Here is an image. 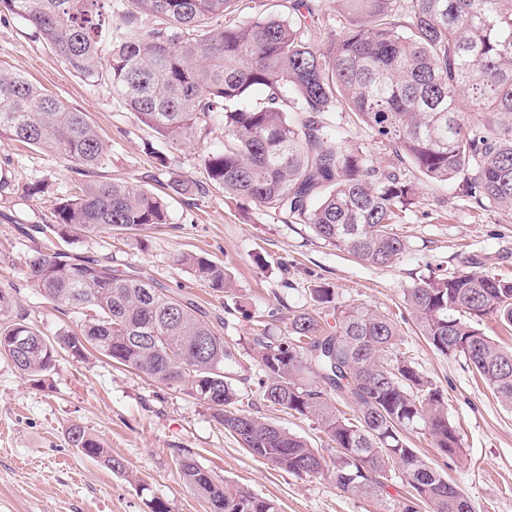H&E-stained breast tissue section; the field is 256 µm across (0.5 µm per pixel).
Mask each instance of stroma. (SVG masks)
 <instances>
[{
  "mask_svg": "<svg viewBox=\"0 0 512 512\" xmlns=\"http://www.w3.org/2000/svg\"><path fill=\"white\" fill-rule=\"evenodd\" d=\"M0 71L23 75L71 108L86 112L112 149L102 180L126 179L148 190L180 179L193 190L168 200L169 221L142 235L80 237L69 250L91 255L116 273L153 277L175 293H187L202 318L225 341L248 350L257 322L285 333L288 317L310 307L309 290L325 283L337 305H364L396 318L399 347L448 398V416L462 439L458 457L440 455L429 437L410 443L447 474L469 498L474 512H512V411L473 373L465 359L436 352L421 336L403 292L419 279L449 276L483 263L495 277L512 280V214L478 208L457 186L407 177L419 192L396 232L406 241L388 267L360 263L317 238L305 224L283 223L260 206L208 186L206 151L222 145L216 124L198 125L180 146L141 124L112 97L110 84L84 83L70 73L18 16L0 13ZM346 145L387 164L389 149L365 126L341 112L327 116ZM162 154L166 166L153 156ZM80 177L50 152L0 136V287L10 289L16 311L53 337L75 331L80 314L57 308L27 279L30 261L51 252L32 224L53 220L52 208L67 198ZM37 186L38 194L25 192ZM191 251L223 265L234 292L215 294L181 265ZM254 414L327 450L317 421L291 416L256 401ZM78 425L122 457L133 479L84 456L68 441ZM190 451L205 469L250 492L273 499L280 512H383L406 495L393 480L386 496L340 491L324 474L296 475L254 457L219 425L207 404L105 359L61 355L50 382L36 386L0 358V512H149L156 497L172 512H210L182 482L175 462Z\"/></svg>",
  "mask_w": 512,
  "mask_h": 512,
  "instance_id": "obj_1",
  "label": "stroma"
}]
</instances>
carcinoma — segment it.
I'll return each instance as SVG.
<instances>
[{
    "instance_id": "obj_1",
    "label": "carcinoma",
    "mask_w": 512,
    "mask_h": 512,
    "mask_svg": "<svg viewBox=\"0 0 512 512\" xmlns=\"http://www.w3.org/2000/svg\"><path fill=\"white\" fill-rule=\"evenodd\" d=\"M0 0L66 68L88 84L106 81L145 126L178 146L202 122L223 125L224 146L207 152V184L245 198L284 223L306 224L354 259L386 266L405 243L393 224L417 186L403 164L429 182L461 180L479 208L512 212V0H332L342 18L336 39L318 46L319 0H281L249 16L239 0ZM152 25L145 27L142 19ZM263 98L257 100L254 93ZM302 117L291 119L290 113ZM327 112H349L374 131L397 163L380 167L348 149ZM491 112L489 125L469 116ZM55 154L92 173L110 145L86 113L26 78L0 72V135ZM35 232L68 242L167 223L164 199L128 181L84 180ZM216 293L233 292L224 266L192 252L179 257ZM44 297L87 310L81 333L49 338L15 314L0 288V355L41 384L59 351H94L128 371L182 386L252 455L297 475L325 473L337 489L383 494L393 474L408 489L400 512H472L467 496L411 448L421 430L446 456L463 453L441 389L397 350L392 318L367 306H338L326 284L310 289L315 308L289 319L286 333L253 330L248 355L263 372L257 394L292 416L316 420L332 443L323 456L306 439L243 409L248 367L190 299L154 279L119 275L89 256L59 249L29 264ZM419 331L438 353L462 356L502 406L512 409V348L478 328L491 317L512 327V281L471 269L427 277L404 290ZM334 326H329L328 319ZM32 338L25 348L16 337ZM469 349L456 348L458 339ZM336 395L356 412L331 404ZM71 445L113 473L131 477L83 427ZM184 484L210 512H279L275 500L229 485L189 453L176 462Z\"/></svg>"
}]
</instances>
